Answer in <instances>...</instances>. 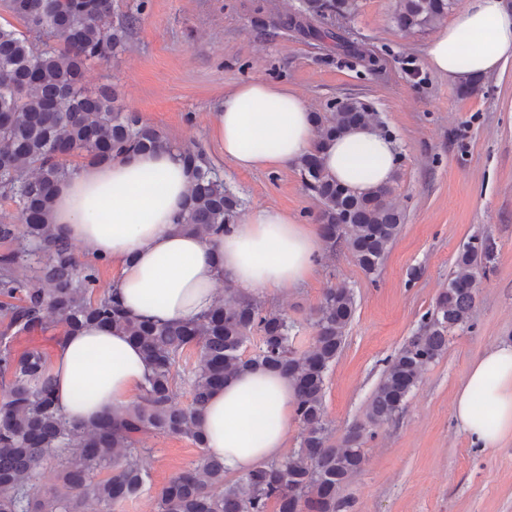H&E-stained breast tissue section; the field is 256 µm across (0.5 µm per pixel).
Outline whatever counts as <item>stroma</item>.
<instances>
[{
  "label": "stroma",
  "instance_id": "stroma-1",
  "mask_svg": "<svg viewBox=\"0 0 512 512\" xmlns=\"http://www.w3.org/2000/svg\"><path fill=\"white\" fill-rule=\"evenodd\" d=\"M260 2L117 0L119 11L139 3L144 10L126 49L89 65L84 85L115 88L173 145L202 151L239 198L241 221L274 205L309 224L319 204L298 167L245 171L224 158L211 126L227 90L262 79L293 89L314 112L345 98L370 104L395 143L391 201L404 217L400 233L373 275L345 247L325 249L303 286L262 301L294 322L295 346L304 351L325 292L353 291L346 344L325 381V419L338 445L364 421L388 360L420 332L457 271V253L472 238L486 239L469 326L450 334L447 352L423 370L396 420L365 437L362 467L341 495L348 512H512V439L476 448L451 413L470 363L512 343V61L465 94L459 81L428 68L433 30L407 34L395 26V0H357L343 23L361 55L379 58L374 70L330 43L262 24ZM139 446L148 473L143 493L110 509L89 502L83 512H156L159 491L202 454L180 436L146 435Z\"/></svg>",
  "mask_w": 512,
  "mask_h": 512
}]
</instances>
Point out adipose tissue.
<instances>
[{
    "label": "adipose tissue",
    "mask_w": 512,
    "mask_h": 512,
    "mask_svg": "<svg viewBox=\"0 0 512 512\" xmlns=\"http://www.w3.org/2000/svg\"><path fill=\"white\" fill-rule=\"evenodd\" d=\"M512 60V12L503 0H465L457 19L426 48L436 74L474 79ZM212 136L241 170H278L322 144L332 178L357 192L389 184L395 146L365 126L326 141L299 94L262 79L240 83L218 105ZM191 171L177 151L160 149L86 163L57 189L51 221L90 258L113 266L109 292L141 320L198 318L217 297V284L254 298L300 286L320 253L314 225L267 205L210 240L181 230ZM53 398L67 420L87 425L120 411L140 395L152 373L142 351L118 330L88 324L57 344L48 367ZM295 389L285 376L260 369L234 375L214 390L198 418L209 456L242 475L280 458L294 416ZM459 429L472 444L494 449L512 438V344L480 355L452 400Z\"/></svg>",
    "instance_id": "1"
}]
</instances>
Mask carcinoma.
I'll return each mask as SVG.
<instances>
[{"instance_id": "obj_1", "label": "carcinoma", "mask_w": 512, "mask_h": 512, "mask_svg": "<svg viewBox=\"0 0 512 512\" xmlns=\"http://www.w3.org/2000/svg\"><path fill=\"white\" fill-rule=\"evenodd\" d=\"M453 3L396 0L392 19L403 32L424 31L443 21ZM5 6L23 21L27 33L0 24V196L15 204L25 226L19 237L13 218L0 216V241L21 239L17 248L0 254V320L13 332L0 336V376L8 378L0 397V512H80L86 500L111 508L139 496L147 475L136 448L138 436H185L204 447L197 419L211 392L248 368L280 373L292 381L295 419L301 426L299 448L227 486L223 463L204 453L194 468L160 490L158 512H268L272 503L276 512H343L350 503L339 492L362 466L366 425L393 420L421 371L447 351L450 333L469 323L476 302L471 277L479 274L485 241L474 238L459 252V272L438 295L423 331L389 361L367 405V423L353 425L336 448L329 444L324 390L356 309L350 289L325 293L312 314L315 343L302 353L294 348L288 316L254 299L242 300L231 290L199 320H138L107 293H97L96 265L78 264L70 244L51 223L58 186L77 172L66 157L77 153L101 162L168 147L158 130L122 104L114 89H83L87 65L109 60L127 44L145 0L120 14L114 0H5ZM355 10L356 0H302L296 11L273 14L267 23L304 38L330 41L358 58L343 27L328 23ZM313 120L325 140L376 123V113L360 100L345 99L315 113ZM179 156L195 180L178 224L207 239L234 223L238 200L201 151L181 150ZM297 166L319 202L316 221L326 247L345 245L365 273H375L401 228L402 215L390 201L391 185L353 192L330 177L318 147ZM33 256L38 257L36 288L17 273ZM48 309L64 334L95 322L136 344L153 367L140 400L90 425L66 423L54 406L47 351L33 346L19 352L13 346L17 335L48 331ZM255 333L260 345L245 358L241 350ZM190 347L198 350L191 371L192 399L177 406L173 368ZM70 447L78 450L71 457L64 455ZM52 461L58 467L56 487L45 494L30 492L33 472ZM102 469L112 474L94 479L92 472Z\"/></svg>"}]
</instances>
